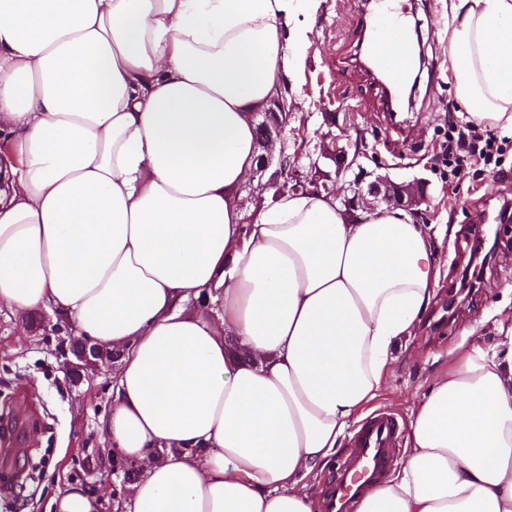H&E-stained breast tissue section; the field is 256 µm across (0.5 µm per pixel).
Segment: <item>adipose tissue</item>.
Returning <instances> with one entry per match:
<instances>
[{
	"label": "adipose tissue",
	"instance_id": "1",
	"mask_svg": "<svg viewBox=\"0 0 512 512\" xmlns=\"http://www.w3.org/2000/svg\"><path fill=\"white\" fill-rule=\"evenodd\" d=\"M309 0H0V310L119 353L98 432L124 512H315L440 268L403 209L284 192L244 222L253 113ZM470 122L512 128V0H450ZM467 328L361 512H512V344Z\"/></svg>",
	"mask_w": 512,
	"mask_h": 512
}]
</instances>
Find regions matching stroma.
Masks as SVG:
<instances>
[{
	"mask_svg": "<svg viewBox=\"0 0 512 512\" xmlns=\"http://www.w3.org/2000/svg\"><path fill=\"white\" fill-rule=\"evenodd\" d=\"M421 39V66L411 103L391 116L380 86L359 64L371 6L367 0H314L310 46L281 97L288 124L273 146L317 187L340 189L335 164L323 146L339 143L355 155L367 180L427 183L423 222L441 266L433 303L413 335L392 350L388 378L374 408L407 425L419 397L464 328L478 325L485 346L501 341V314L512 316V223L497 226L499 247L476 258L477 231L512 203V147L498 164L469 168L463 179L441 176L434 160L449 119L464 120L448 61V0H404ZM461 305L449 312L448 297ZM69 336L49 310L20 331L0 313V432L16 443L0 446V512H52L58 489L78 486L114 512L125 484L114 474L119 452L106 450L97 432L112 405L114 363L73 379L61 348Z\"/></svg>",
	"mask_w": 512,
	"mask_h": 512,
	"instance_id": "stroma-1",
	"label": "stroma"
}]
</instances>
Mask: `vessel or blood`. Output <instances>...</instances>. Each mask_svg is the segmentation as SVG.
Wrapping results in <instances>:
<instances>
[{"mask_svg": "<svg viewBox=\"0 0 512 512\" xmlns=\"http://www.w3.org/2000/svg\"><path fill=\"white\" fill-rule=\"evenodd\" d=\"M375 35L369 40L368 56L382 74L385 83L400 92L413 69L414 46L409 27L402 19H376ZM396 32L398 64H389L382 52L386 31ZM400 427L388 413L379 412L366 418L350 439L349 454L338 470L326 494V512H359L364 498L387 478L400 444Z\"/></svg>", "mask_w": 512, "mask_h": 512, "instance_id": "1", "label": "vessel or blood"}]
</instances>
